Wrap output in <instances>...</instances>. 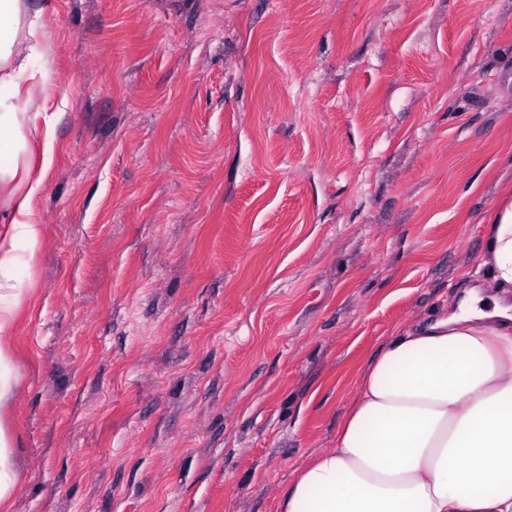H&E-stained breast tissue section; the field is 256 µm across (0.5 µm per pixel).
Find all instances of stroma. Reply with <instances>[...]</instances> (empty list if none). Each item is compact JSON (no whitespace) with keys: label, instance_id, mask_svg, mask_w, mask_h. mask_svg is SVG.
Wrapping results in <instances>:
<instances>
[{"label":"stroma","instance_id":"stroma-1","mask_svg":"<svg viewBox=\"0 0 512 512\" xmlns=\"http://www.w3.org/2000/svg\"><path fill=\"white\" fill-rule=\"evenodd\" d=\"M9 512H277L397 325L483 279L512 0H50Z\"/></svg>","mask_w":512,"mask_h":512}]
</instances>
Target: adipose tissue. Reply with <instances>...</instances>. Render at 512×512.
Here are the masks:
<instances>
[{"mask_svg": "<svg viewBox=\"0 0 512 512\" xmlns=\"http://www.w3.org/2000/svg\"><path fill=\"white\" fill-rule=\"evenodd\" d=\"M46 5L0 0V406L28 299L21 262L43 242L36 202L55 163ZM482 264L494 308L397 327L366 364L331 448L298 473L278 512H512V200L487 217Z\"/></svg>", "mask_w": 512, "mask_h": 512, "instance_id": "1", "label": "adipose tissue"}]
</instances>
